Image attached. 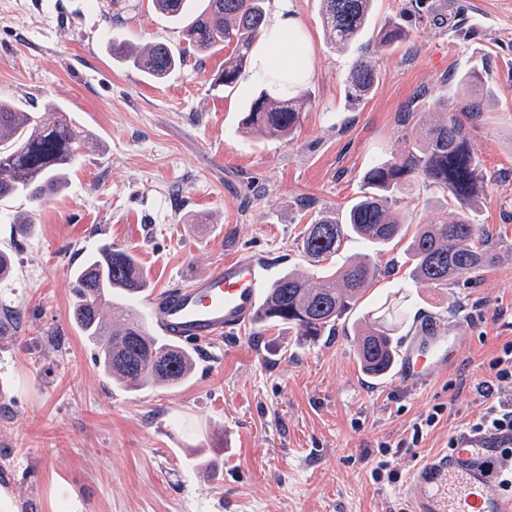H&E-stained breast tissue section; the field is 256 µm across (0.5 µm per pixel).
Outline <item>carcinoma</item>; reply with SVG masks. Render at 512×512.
<instances>
[{
  "label": "carcinoma",
  "mask_w": 512,
  "mask_h": 512,
  "mask_svg": "<svg viewBox=\"0 0 512 512\" xmlns=\"http://www.w3.org/2000/svg\"><path fill=\"white\" fill-rule=\"evenodd\" d=\"M190 0H152L166 18L185 25L187 45L174 48L154 42L131 55L133 64L151 81H160L185 66L191 57L230 49L215 84L233 89L253 62V49L265 34L268 0H205L204 9L192 13ZM321 15L330 43L347 50L367 26L373 0H321ZM400 22L379 41L391 46L406 39ZM306 72L300 66L266 76L251 100L244 126L258 136L284 137L300 123L309 93ZM351 93L361 98L376 84L375 66L357 59L348 77ZM475 71L455 80L462 110L478 113L483 100L474 88ZM424 133L400 156L375 163L365 174L363 195L338 217L325 212L300 233L301 248L318 271L314 277L284 274L266 290L257 327L284 326L314 342L336 330V321L351 311L380 270L367 256L341 265L332 263L344 239L358 236L381 248L400 235L408 217L396 208L395 192L413 182L423 188H441L454 200V208L440 220L417 225L409 244L412 279L428 287L468 286L493 263V246L486 229L474 222L487 184V176L467 145L465 129L441 105L427 113ZM86 135L71 120L46 123L9 100L0 99V200L24 196L40 206L63 193L70 173L79 163ZM78 295L71 318L75 327L96 347V362L103 373L133 389L145 386L176 388L194 367L192 355L178 343L161 339L132 313L117 326L99 316L104 302L118 309L115 296L134 299L147 288L133 250L106 244L71 269ZM398 307L385 305L368 317L357 332L358 357L372 376L388 373L397 349L391 333L404 322Z\"/></svg>",
  "instance_id": "carcinoma-1"
}]
</instances>
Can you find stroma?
<instances>
[{
	"instance_id": "35a3bbf8",
	"label": "stroma",
	"mask_w": 512,
	"mask_h": 512,
	"mask_svg": "<svg viewBox=\"0 0 512 512\" xmlns=\"http://www.w3.org/2000/svg\"><path fill=\"white\" fill-rule=\"evenodd\" d=\"M405 2L375 0L358 46L342 51L325 38L320 0H291L310 98L292 136L254 138L241 122L255 84H212L223 52L158 82L113 57L116 39L182 43L150 0H0V99L57 101L90 143L53 201H0L13 266L0 280V512H409L413 470L476 422L484 367L512 342V0H421L408 40L379 49ZM360 56L377 81L354 103L346 78ZM467 70L487 87L474 116L455 96ZM440 99L489 177L476 215L496 259L471 287L412 281L413 228L379 253L353 237L339 260L371 254L385 274L332 335L309 344L246 328L196 348L192 378L174 389L103 375L69 318L73 264L109 243L130 248L154 292L236 256L263 261L271 280L311 275L304 225L344 213L368 167L412 148ZM395 198L420 224L449 204L412 185ZM25 214L27 232L15 223ZM389 297L407 312L402 336L432 316L468 339L452 370L413 392L358 361L355 324ZM216 430L228 446L214 479L195 457ZM384 457L396 480L374 475Z\"/></svg>"
}]
</instances>
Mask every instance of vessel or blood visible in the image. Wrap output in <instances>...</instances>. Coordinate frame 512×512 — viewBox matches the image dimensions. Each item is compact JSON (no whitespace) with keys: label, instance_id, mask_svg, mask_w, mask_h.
<instances>
[{"label":"vessel or blood","instance_id":"vessel-or-blood-1","mask_svg":"<svg viewBox=\"0 0 512 512\" xmlns=\"http://www.w3.org/2000/svg\"><path fill=\"white\" fill-rule=\"evenodd\" d=\"M264 285L261 262L236 257L187 285L149 295L145 303L163 336L207 345L243 333L253 323ZM466 343V337L445 335L437 318L420 321L398 350L399 387L415 391L448 372ZM457 442L413 471L408 482L412 512H512V493L494 485L495 462L512 440L484 433L466 434Z\"/></svg>","mask_w":512,"mask_h":512}]
</instances>
